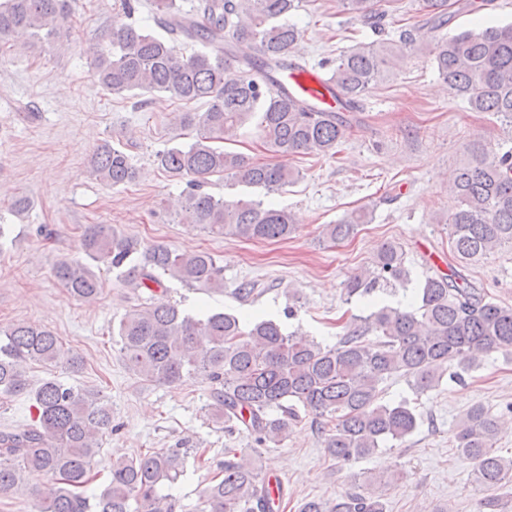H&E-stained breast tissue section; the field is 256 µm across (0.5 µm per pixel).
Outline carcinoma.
Returning a JSON list of instances; mask_svg holds the SVG:
<instances>
[{
	"label": "carcinoma",
	"instance_id": "obj_1",
	"mask_svg": "<svg viewBox=\"0 0 512 512\" xmlns=\"http://www.w3.org/2000/svg\"><path fill=\"white\" fill-rule=\"evenodd\" d=\"M299 0H198L185 12L176 0H154L158 30L113 20L108 48L90 62L95 81L113 95L164 93L202 110L178 114L196 131L191 144L169 146L158 166L186 180L173 210L177 224H196L220 236L246 241L286 239L295 232L286 209L261 199L226 200L205 190L213 176L269 195L295 180L283 164L254 161L212 142L231 141L255 123L263 149L277 156H333L350 131L339 112H317L306 101L272 88L271 73L288 66L301 31L288 16ZM369 28L385 32L387 12L375 0H342ZM431 20L443 25L448 0H423ZM72 0H0V43L27 33L56 41L67 35ZM415 42L410 29L398 39L353 47L336 59L329 80L354 105L382 80L396 52ZM190 53H184L185 49ZM451 95L474 112H489L512 127V24L466 30L437 40L430 49ZM471 159L454 169L448 191L458 202L448 214V239L459 265L512 248V148L470 149ZM87 171L109 187L133 182L130 156L106 141ZM371 214L355 210L323 227L329 243L352 237ZM86 256L140 287L164 289L162 276L199 288L224 287V266L206 251L179 252L165 245L140 249L105 224L83 230ZM55 277L82 300L96 298L101 281L86 264L61 260ZM398 283L413 285V303L392 306L377 293ZM347 298L367 299L365 315L353 317L334 345L285 332L273 319L243 322L224 312L195 317L165 301L129 310L117 330L122 357L140 377L179 385L206 377L213 389L208 415L224 427L243 425L256 442L277 445L290 427L312 413L323 419L325 454L339 463L373 455L380 444L401 441L419 426L415 407L403 398L383 402L380 385L392 376L407 381L419 397L444 375L457 381L483 357L512 353V308L497 303L457 271L414 281L401 245L385 242L369 267L349 276ZM374 339H369V336ZM81 366L65 354L47 328L18 323L0 327V397H33L36 416L24 427L0 429V493L18 486L22 472L50 477L38 491L40 512H172L165 487L184 472L178 448L112 461L110 480L89 496L100 462L101 439L112 431V403L98 391L58 378L30 388L26 366ZM502 432L498 417L478 404L453 434L454 447L472 466L483 492L479 512H504L501 491L512 496V458L494 448ZM396 475L368 473L357 490L331 503L308 501L300 512H385L383 497ZM202 512H275L280 502L263 485L251 460L228 459L201 492Z\"/></svg>",
	"mask_w": 512,
	"mask_h": 512
}]
</instances>
